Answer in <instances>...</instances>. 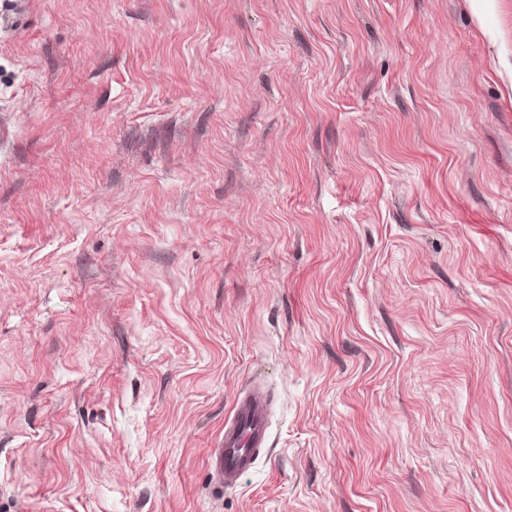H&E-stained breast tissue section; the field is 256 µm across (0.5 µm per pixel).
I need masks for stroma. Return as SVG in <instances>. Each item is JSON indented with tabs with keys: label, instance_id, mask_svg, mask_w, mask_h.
Returning <instances> with one entry per match:
<instances>
[{
	"label": "stroma",
	"instance_id": "35a3bbf8",
	"mask_svg": "<svg viewBox=\"0 0 512 512\" xmlns=\"http://www.w3.org/2000/svg\"><path fill=\"white\" fill-rule=\"evenodd\" d=\"M0 512H512V0H0ZM270 437V398L264 387L254 385L235 396L224 419V437L212 448L209 467L221 488H234L240 476L252 470Z\"/></svg>",
	"mask_w": 512,
	"mask_h": 512
}]
</instances>
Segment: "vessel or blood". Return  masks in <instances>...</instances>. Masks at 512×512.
<instances>
[{
	"mask_svg": "<svg viewBox=\"0 0 512 512\" xmlns=\"http://www.w3.org/2000/svg\"><path fill=\"white\" fill-rule=\"evenodd\" d=\"M270 437V398L256 385L235 396L224 420V436L211 450L209 467L220 487H236L240 476L252 470Z\"/></svg>",
	"mask_w": 512,
	"mask_h": 512,
	"instance_id": "obj_1",
	"label": "vessel or blood"
}]
</instances>
